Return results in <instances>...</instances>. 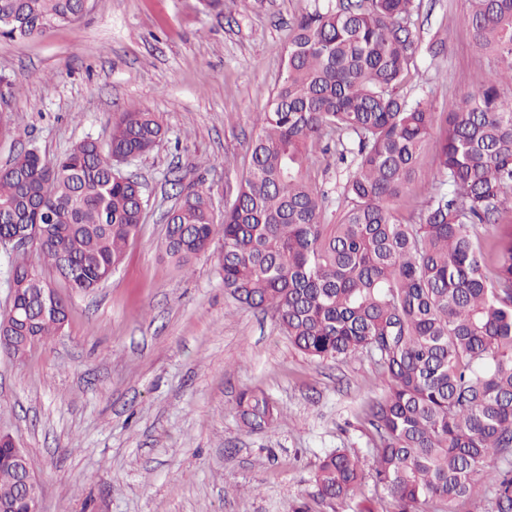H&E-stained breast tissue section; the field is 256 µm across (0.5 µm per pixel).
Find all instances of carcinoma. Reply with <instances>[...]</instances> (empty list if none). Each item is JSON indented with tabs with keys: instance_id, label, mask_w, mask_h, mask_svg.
Segmentation results:
<instances>
[{
	"instance_id": "obj_1",
	"label": "carcinoma",
	"mask_w": 512,
	"mask_h": 512,
	"mask_svg": "<svg viewBox=\"0 0 512 512\" xmlns=\"http://www.w3.org/2000/svg\"><path fill=\"white\" fill-rule=\"evenodd\" d=\"M86 0H0V36L29 40L73 24ZM420 0H339L295 24L285 73L260 118L249 166L233 203L215 220L208 193L179 191L165 252L179 267L218 241L224 291L240 305L274 313L312 360L365 353L386 383L367 403L377 435L374 484L397 512L430 502L474 512H512V0H467L462 22L494 64L478 93L438 112L401 93L418 42ZM435 141L438 184L417 213L394 205L413 185ZM165 136L154 112L128 110L109 141L84 139L48 158L31 146L0 167V237L38 227L33 241L76 292L106 281L138 234L141 184L120 165ZM352 155L335 224L312 182L308 143ZM21 332L0 317V336L41 342L62 329L40 304L48 285L24 261L11 266ZM236 414L270 431L278 406L246 389ZM500 465L492 467L489 460ZM360 457L324 454L314 481L324 501L361 490ZM27 512L13 468L0 459V506Z\"/></svg>"
}]
</instances>
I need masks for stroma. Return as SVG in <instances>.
Segmentation results:
<instances>
[{
  "mask_svg": "<svg viewBox=\"0 0 512 512\" xmlns=\"http://www.w3.org/2000/svg\"><path fill=\"white\" fill-rule=\"evenodd\" d=\"M337 0H88L80 21L41 37L0 38L9 87L0 166L37 145L47 157L93 138L107 143L130 106L158 113L166 137L126 164L148 201L111 278L74 292L36 247L26 257L68 304L64 328L22 360L0 351V433L28 455L41 512H394L364 479L346 503L316 500L320 457L336 448L372 463L365 414L384 383L369 357L313 361L272 313L224 290L220 249L178 268L164 250L170 174L209 192L215 218L246 173L259 119L285 71L294 23ZM466 0H422L419 48L403 88L437 110L493 76L460 18ZM438 43L439 54L429 46ZM345 165L319 155L311 177L324 221L344 207ZM246 388L283 409L270 432L235 414Z\"/></svg>",
  "mask_w": 512,
  "mask_h": 512,
  "instance_id": "stroma-1",
  "label": "stroma"
}]
</instances>
